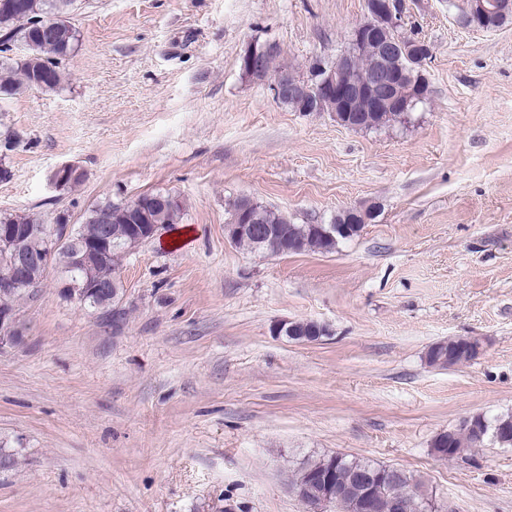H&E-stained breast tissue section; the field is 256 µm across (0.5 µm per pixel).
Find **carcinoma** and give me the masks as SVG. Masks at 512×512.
Masks as SVG:
<instances>
[{
    "label": "carcinoma",
    "mask_w": 512,
    "mask_h": 512,
    "mask_svg": "<svg viewBox=\"0 0 512 512\" xmlns=\"http://www.w3.org/2000/svg\"><path fill=\"white\" fill-rule=\"evenodd\" d=\"M73 0H0V101L20 95L28 90L53 92L64 81L63 66L74 53L79 42V31L68 21ZM392 65L399 71L403 84L414 88V101L420 103L426 98L428 85L418 77L419 60L402 49ZM376 67L375 45L363 41L350 77L360 80L370 76ZM407 117L404 112L392 110L382 112L374 124L364 129H381ZM129 203L101 202L89 209L81 224L71 233L67 243L52 254V261L69 278L84 279V267L78 257L84 248L106 230L110 247L104 258L94 263L93 268L100 288L93 292L85 306L99 312L105 320L112 318V297L122 294L120 269L127 248L129 221L126 210ZM183 205L169 212L162 208L149 211L150 223L159 226L162 232L176 228L182 214ZM375 219L372 208L361 211L356 208L342 211L331 224H295L287 215L260 207L256 224H241L235 230V246L249 252L268 250L258 243L256 232L263 227L276 231L274 245L285 247L288 253L303 251L331 252L340 242L358 235L363 224ZM0 224H22L28 231L16 237L8 253H19L39 259L48 252L47 240L37 232L39 219L30 213H1ZM36 284L0 293V308L16 310L21 302L33 296ZM479 340L458 336L432 346L426 354L431 367L448 368L468 362L478 355ZM475 419L483 424L484 433L477 434L466 428H456L439 434L432 448H448L451 455H459L466 448H478L491 441L501 448L512 447V414H502L493 419L482 415ZM336 462V509L349 512V486L354 472L360 469H375L378 464L350 458L342 454L325 455L304 460L294 472L293 482L302 481L305 476L318 470L328 469ZM397 491L417 500L431 499L422 490V483L410 473L404 472L397 485Z\"/></svg>",
    "instance_id": "carcinoma-1"
}]
</instances>
